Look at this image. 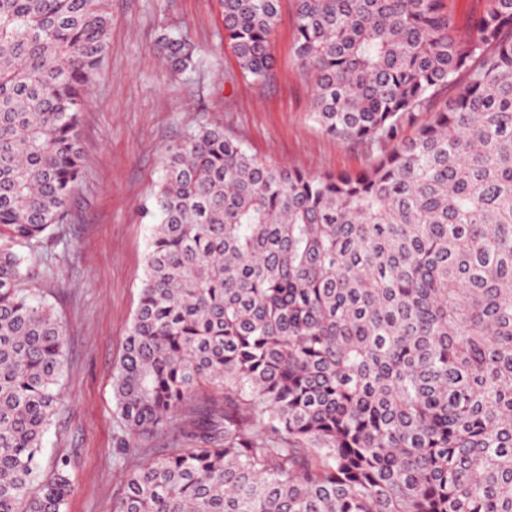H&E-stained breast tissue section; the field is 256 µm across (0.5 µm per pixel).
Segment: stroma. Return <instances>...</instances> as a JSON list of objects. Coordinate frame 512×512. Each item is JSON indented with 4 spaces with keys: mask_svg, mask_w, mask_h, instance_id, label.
<instances>
[{
    "mask_svg": "<svg viewBox=\"0 0 512 512\" xmlns=\"http://www.w3.org/2000/svg\"><path fill=\"white\" fill-rule=\"evenodd\" d=\"M110 46L81 117L83 170L54 241L25 256V286L66 332L60 407L44 436L41 471L70 463L64 512H112L127 471L115 456L113 372L138 303L150 241L141 207L166 148L200 126H216L268 163L313 174L357 171L365 145L341 143L309 116L311 89L294 52L295 0H280L269 81H244L224 41L221 0H109ZM182 35L196 66L171 75L158 37Z\"/></svg>",
    "mask_w": 512,
    "mask_h": 512,
    "instance_id": "1",
    "label": "stroma"
}]
</instances>
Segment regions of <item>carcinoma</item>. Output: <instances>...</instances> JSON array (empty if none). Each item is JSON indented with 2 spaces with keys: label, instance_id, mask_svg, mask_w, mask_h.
<instances>
[{
  "label": "carcinoma",
  "instance_id": "obj_1",
  "mask_svg": "<svg viewBox=\"0 0 512 512\" xmlns=\"http://www.w3.org/2000/svg\"><path fill=\"white\" fill-rule=\"evenodd\" d=\"M221 2L266 82L279 0ZM110 29L109 0H0V512L72 491L66 460L40 479L66 337L18 248L63 223ZM294 30L310 118L376 156L310 175L211 126L167 149L112 391L131 435L191 405L192 447L113 512H512V0L464 36L448 0H296Z\"/></svg>",
  "mask_w": 512,
  "mask_h": 512
}]
</instances>
